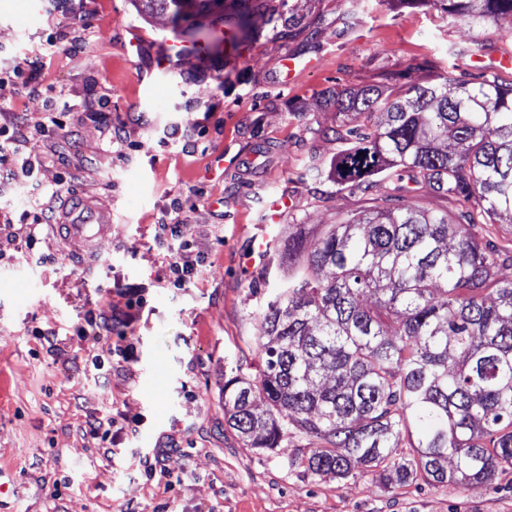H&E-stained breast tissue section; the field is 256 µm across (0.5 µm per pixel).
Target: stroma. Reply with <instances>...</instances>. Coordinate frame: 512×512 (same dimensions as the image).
Segmentation results:
<instances>
[{
	"instance_id": "1",
	"label": "stroma",
	"mask_w": 512,
	"mask_h": 512,
	"mask_svg": "<svg viewBox=\"0 0 512 512\" xmlns=\"http://www.w3.org/2000/svg\"><path fill=\"white\" fill-rule=\"evenodd\" d=\"M255 13V38L233 63L201 67L146 90L154 51L177 31L146 21L132 0H0V126L22 129L32 176L0 183V469L10 476L8 512H512V469L479 489L425 481L382 485L365 469L345 479L306 468L312 441L246 447L224 420L221 389L252 374L257 314L274 288L300 270L253 240L287 239L292 224L318 235L374 205L378 189L337 192L304 177L344 149V118L332 93L439 83L448 69L512 84V34L448 18L420 0H298L296 23L282 0ZM139 36L140 49L129 46ZM462 48L459 56L449 47ZM317 59L283 86V57ZM39 56L37 83L14 77ZM224 154V168L211 160ZM81 192L112 202L93 257L58 245L49 226L26 255L19 217L31 189ZM290 208L275 212L274 200ZM179 224L199 260L194 283H168ZM145 290L133 312L135 357L112 359L107 341L77 336L108 289ZM55 330L53 341L38 337ZM115 419L108 441L85 433ZM166 451L181 480H146L141 463Z\"/></svg>"
}]
</instances>
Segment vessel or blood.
I'll return each instance as SVG.
<instances>
[{
	"label": "vessel or blood",
	"instance_id": "b4317fda",
	"mask_svg": "<svg viewBox=\"0 0 512 512\" xmlns=\"http://www.w3.org/2000/svg\"><path fill=\"white\" fill-rule=\"evenodd\" d=\"M233 30L225 29L222 21H215L212 29L205 34L188 39L175 35L164 39L155 54V63L161 75L180 72L186 57L201 61L209 60L223 45L234 44ZM111 206L98 203L94 197L82 194L68 196L56 220L64 238L80 250L94 249L100 225L111 223Z\"/></svg>",
	"mask_w": 512,
	"mask_h": 512
}]
</instances>
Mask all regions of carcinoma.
<instances>
[{"label":"carcinoma","mask_w":512,"mask_h":512,"mask_svg":"<svg viewBox=\"0 0 512 512\" xmlns=\"http://www.w3.org/2000/svg\"><path fill=\"white\" fill-rule=\"evenodd\" d=\"M177 23L217 0H134ZM474 24L512 26V0H426ZM224 22L251 35L249 11ZM347 147L307 175L343 190L385 183L379 203L328 225L313 242L288 228V257L305 274L259 313L255 376L224 381V419L245 445L271 451L290 434L318 441L306 466L344 478L357 464L379 482L491 484L512 467V262L472 232L512 225V86L453 72L387 95L336 93ZM422 184L467 210L418 208ZM265 409L257 411L256 396ZM400 448L410 452L401 454Z\"/></svg>","instance_id":"1"}]
</instances>
